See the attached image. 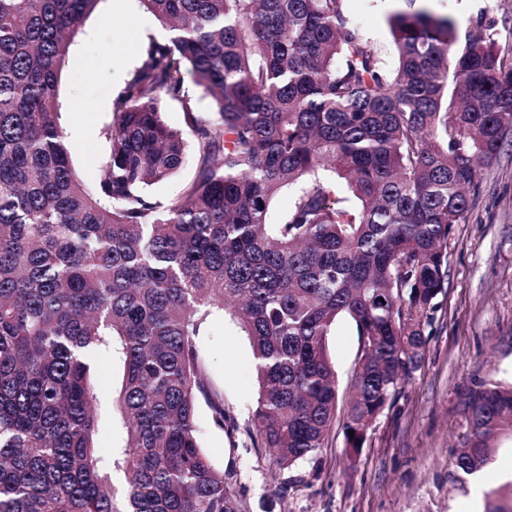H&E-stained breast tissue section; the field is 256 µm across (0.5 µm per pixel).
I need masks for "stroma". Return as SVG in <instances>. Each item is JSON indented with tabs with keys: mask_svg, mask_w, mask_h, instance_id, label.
Segmentation results:
<instances>
[{
	"mask_svg": "<svg viewBox=\"0 0 512 512\" xmlns=\"http://www.w3.org/2000/svg\"><path fill=\"white\" fill-rule=\"evenodd\" d=\"M438 15L453 17L459 31L472 19L512 15V0H428ZM399 0H346V8L372 50L393 65L395 46L388 17ZM171 33L140 0H100L78 27L58 84L60 122L67 133L76 175L90 188L99 183L108 156L112 100L133 74L150 43ZM467 223L448 241V284L429 328L420 367L401 395L370 427L355 466H348L341 423H334L314 456L279 471L268 450L246 432L257 396L249 342L228 317L210 322L200 338L208 387L223 396L228 419L215 427L206 403L198 405L200 441L220 468L233 469L249 512H474L473 476L458 473L467 395L479 381L512 382V146L484 162L471 194ZM328 347L340 400H347L359 354L353 322L339 318ZM100 432L104 448L122 444L112 417L109 384L122 363L93 353Z\"/></svg>",
	"mask_w": 512,
	"mask_h": 512,
	"instance_id": "stroma-1",
	"label": "stroma"
}]
</instances>
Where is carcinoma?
Here are the masks:
<instances>
[{"label":"carcinoma","instance_id":"1","mask_svg":"<svg viewBox=\"0 0 512 512\" xmlns=\"http://www.w3.org/2000/svg\"><path fill=\"white\" fill-rule=\"evenodd\" d=\"M97 2L0 0V512H246L234 473L200 443L199 397L218 427L227 419L207 387L204 325L228 312L247 336V433L289 471L336 420L327 337L350 317L360 348L343 430L356 462L420 366L477 165L512 133V26L505 37L480 16L461 40L450 16L403 0L388 69L345 0H141L172 36L114 98L92 191L57 88ZM165 98L195 137L196 173L163 207L148 189L187 148ZM94 351L123 363V444L107 453ZM467 407L456 467L471 475L512 437V383L479 382ZM485 512H512V483Z\"/></svg>","mask_w":512,"mask_h":512}]
</instances>
